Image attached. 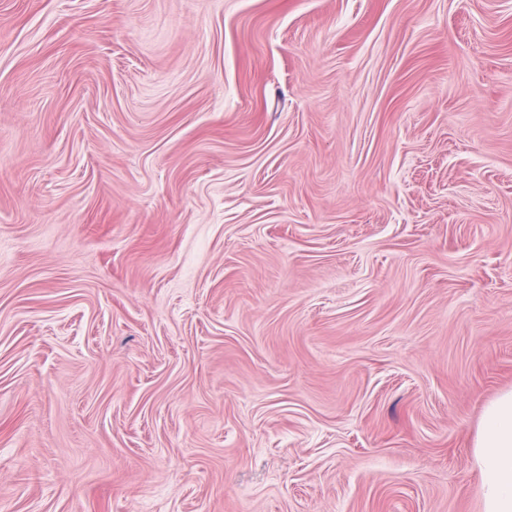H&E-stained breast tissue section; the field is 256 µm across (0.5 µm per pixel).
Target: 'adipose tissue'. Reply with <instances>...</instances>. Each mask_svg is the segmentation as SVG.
Here are the masks:
<instances>
[{"label":"adipose tissue","instance_id":"adipose-tissue-1","mask_svg":"<svg viewBox=\"0 0 512 512\" xmlns=\"http://www.w3.org/2000/svg\"><path fill=\"white\" fill-rule=\"evenodd\" d=\"M472 464L481 476L482 512H512V389L486 404Z\"/></svg>","mask_w":512,"mask_h":512}]
</instances>
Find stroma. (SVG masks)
<instances>
[{"mask_svg": "<svg viewBox=\"0 0 512 512\" xmlns=\"http://www.w3.org/2000/svg\"><path fill=\"white\" fill-rule=\"evenodd\" d=\"M512 389V0H0V512H481ZM472 464L481 476L482 512H512V389L486 404Z\"/></svg>", "mask_w": 512, "mask_h": 512, "instance_id": "obj_1", "label": "stroma"}]
</instances>
